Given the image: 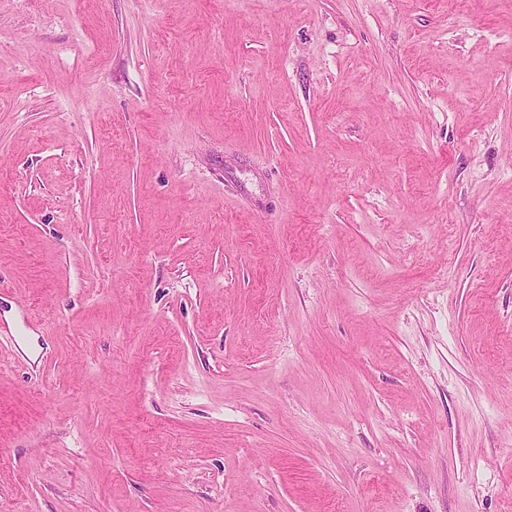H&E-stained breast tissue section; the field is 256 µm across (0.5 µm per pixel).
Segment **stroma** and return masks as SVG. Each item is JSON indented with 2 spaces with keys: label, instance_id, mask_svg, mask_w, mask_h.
<instances>
[{
  "label": "stroma",
  "instance_id": "1",
  "mask_svg": "<svg viewBox=\"0 0 512 512\" xmlns=\"http://www.w3.org/2000/svg\"><path fill=\"white\" fill-rule=\"evenodd\" d=\"M0 512H512V0H0Z\"/></svg>",
  "mask_w": 512,
  "mask_h": 512
}]
</instances>
